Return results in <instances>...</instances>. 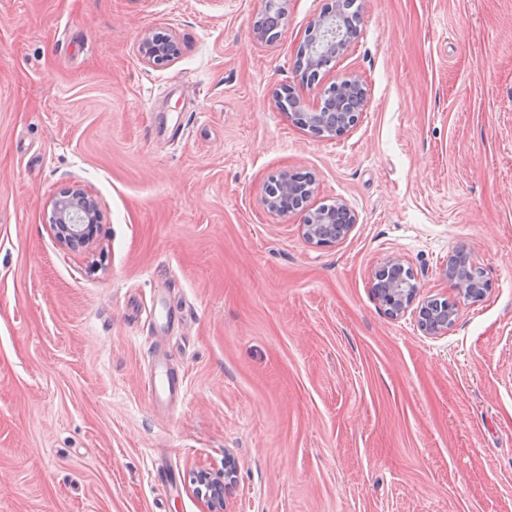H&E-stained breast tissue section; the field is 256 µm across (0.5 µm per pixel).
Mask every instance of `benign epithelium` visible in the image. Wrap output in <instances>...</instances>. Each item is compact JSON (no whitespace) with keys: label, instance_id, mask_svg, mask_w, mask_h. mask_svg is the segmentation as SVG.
Wrapping results in <instances>:
<instances>
[{"label":"benign epithelium","instance_id":"obj_1","mask_svg":"<svg viewBox=\"0 0 512 512\" xmlns=\"http://www.w3.org/2000/svg\"><path fill=\"white\" fill-rule=\"evenodd\" d=\"M335 20L318 17L308 29L307 43L302 51L305 67L313 70L319 67L325 57H340L349 47V41L336 37ZM142 61L148 65L155 64L157 57L166 54L168 61L179 58L180 48L175 38L158 41L155 34L147 33L139 45ZM347 122L343 112H328L319 109L305 115V127L316 136L331 134L340 124ZM313 182H308L303 189L298 188L292 175L284 173L277 180V186L265 191L264 202L267 208L276 213H284L295 207L303 213V236L319 246L325 240H339L346 237L354 224L355 212L342 200L329 206L310 208L307 203L312 196ZM51 230L59 244L65 248H86L91 246L96 237L101 212L98 202L81 189L70 186L65 188L52 203ZM470 267L469 257L457 254L448 259V280L453 283L459 295L466 299L476 292V284L467 279L465 272ZM392 301L387 313L398 317L413 304L418 294L416 277L409 280L396 279L389 285ZM436 300L423 302L419 309V327L430 336L448 333L456 320V310L435 309ZM236 463L230 456L224 457L221 466L200 468L193 473L191 484L196 497L202 502L205 512H225L226 497L235 484Z\"/></svg>","mask_w":512,"mask_h":512}]
</instances>
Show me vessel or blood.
Instances as JSON below:
<instances>
[{
  "instance_id": "1",
  "label": "vessel or blood",
  "mask_w": 512,
  "mask_h": 512,
  "mask_svg": "<svg viewBox=\"0 0 512 512\" xmlns=\"http://www.w3.org/2000/svg\"><path fill=\"white\" fill-rule=\"evenodd\" d=\"M183 320V312L173 311L169 306L166 292H158L154 318L145 334L150 368L147 396L151 407L157 411L168 409L171 404L183 402L187 397L184 377L173 371L165 348L169 331Z\"/></svg>"
}]
</instances>
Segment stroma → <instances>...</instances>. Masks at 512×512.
<instances>
[{
	"mask_svg": "<svg viewBox=\"0 0 512 512\" xmlns=\"http://www.w3.org/2000/svg\"><path fill=\"white\" fill-rule=\"evenodd\" d=\"M344 55L304 80L310 23L336 0H0V512H202L184 480L237 463L227 512H512V0H356ZM181 44L144 64L145 32ZM358 78L355 125L302 111ZM315 178L345 201L325 246L264 190ZM74 185L102 213L92 247L48 217ZM489 283L463 299L448 259ZM418 301L458 312L427 336L373 290L390 257ZM169 291L166 347L187 399L144 391L142 333ZM182 478L160 501L157 465ZM305 127L316 136L333 134L339 124L347 123L344 112H327L323 106L315 112H307L305 115Z\"/></svg>",
	"mask_w": 512,
	"mask_h": 512,
	"instance_id": "1",
	"label": "stroma"
}]
</instances>
